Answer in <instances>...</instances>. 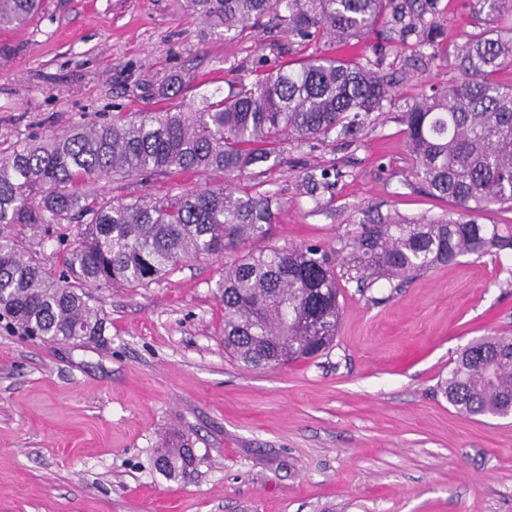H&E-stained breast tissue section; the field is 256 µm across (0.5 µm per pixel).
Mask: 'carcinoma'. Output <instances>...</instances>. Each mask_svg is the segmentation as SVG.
Returning <instances> with one entry per match:
<instances>
[{"label":"carcinoma","instance_id":"cac0c4a2","mask_svg":"<svg viewBox=\"0 0 512 512\" xmlns=\"http://www.w3.org/2000/svg\"><path fill=\"white\" fill-rule=\"evenodd\" d=\"M41 0H0V26L25 24ZM188 8L244 39L277 28L300 45L348 44L379 24L398 27L395 60L436 59L442 50L439 0H186ZM483 26L459 46L460 78L429 87L400 113L413 174L455 209L441 219L377 215L361 222L346 260L349 279L363 288L406 280L453 263L512 251V224H486L494 207L512 211V0H469ZM383 61L306 57L229 85L222 98L112 113L19 146L0 158V322L31 338L66 342L100 336L106 322L90 305L89 289L143 288L200 256L227 258L217 283L224 306V349L248 368L316 358L329 349L340 320L336 251L317 244L246 250L266 236L283 202L271 191L237 185L261 163H279V144L348 136L373 125L395 97ZM219 172L225 182L177 196L112 201L99 186L117 177L166 172ZM337 169L306 173L310 193L326 189ZM88 218L73 244L58 242L61 270L20 240L32 232L52 239L54 225ZM466 416L512 408V336H484L467 346L440 384ZM190 436L174 432L154 461L170 478L195 463Z\"/></svg>","mask_w":512,"mask_h":512}]
</instances>
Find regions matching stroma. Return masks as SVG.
Segmentation results:
<instances>
[{
    "instance_id": "35a3bbf8",
    "label": "stroma",
    "mask_w": 512,
    "mask_h": 512,
    "mask_svg": "<svg viewBox=\"0 0 512 512\" xmlns=\"http://www.w3.org/2000/svg\"><path fill=\"white\" fill-rule=\"evenodd\" d=\"M436 21L440 59L419 79L397 73L376 127L285 145L262 185L285 206L249 249L317 241L344 258L366 216L451 210L417 184L398 115L422 82L458 79L455 47L482 21L465 0H440ZM381 39L228 40L183 0H44L24 27L0 28V156L154 109L151 90L176 77L196 104L256 65L361 55ZM331 166L343 176L314 201L303 178ZM223 180L172 172L104 193L131 201ZM224 264L201 256L144 288L93 289L107 321L100 341L45 343L0 325V512H512V417L463 415L440 390L471 342L512 334V254L465 255L396 290L340 278L330 350L264 370L224 352ZM175 429L194 441L184 479L153 466Z\"/></svg>"
}]
</instances>
